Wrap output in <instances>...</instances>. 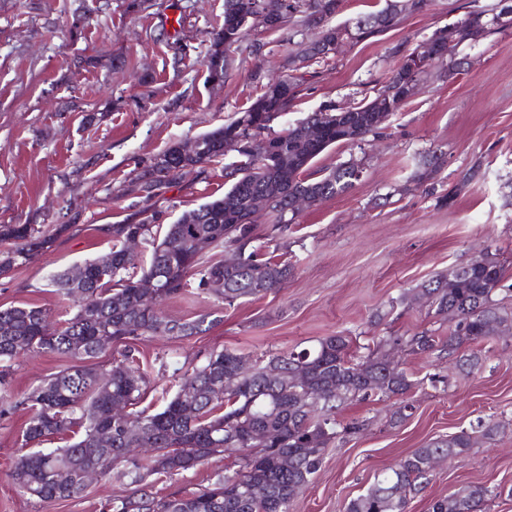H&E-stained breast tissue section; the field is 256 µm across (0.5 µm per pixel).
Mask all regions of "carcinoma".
Listing matches in <instances>:
<instances>
[{"label":"carcinoma","instance_id":"obj_1","mask_svg":"<svg viewBox=\"0 0 512 512\" xmlns=\"http://www.w3.org/2000/svg\"><path fill=\"white\" fill-rule=\"evenodd\" d=\"M341 2L224 0L223 24L212 32L206 60L209 79L224 78L226 50L251 31H275L295 21L318 25L324 17L336 16ZM399 17L394 0H386L375 12L327 25L314 42H295L288 63L297 71L312 60L326 62L332 58L329 44L374 37L395 26ZM496 22L495 16L487 20L485 12L472 11L451 30L464 43L470 27ZM402 74L400 61L365 102L341 111L326 106L279 134L271 124L294 106L304 77L270 80L240 116L197 136L201 150L184 154L177 142L129 184L131 191L151 199L177 183L185 170L203 172L219 161L224 140L231 138L239 150L235 161L224 164V178L230 182L224 195L183 211L160 240L153 232L155 213L136 223L108 226L112 248L82 264L81 281H73L67 270L50 279L73 302V314L63 322L52 323L40 307H0V417L17 410L28 415L21 431L25 452L11 471L19 489L43 505L65 501L84 493L86 470L96 469L100 478L110 480L117 469L136 490L106 500L101 512H290L295 495L311 484L324 449L339 435V405L354 399L402 398L415 386L401 363L390 361L391 353L417 356L479 345L490 340L485 331L490 321L512 329V316L500 311L494 299L509 270L486 252L482 260L441 273L399 298L408 308L418 300L427 315L449 323L446 337L430 330L374 336L360 352L353 337L336 334L311 348L256 360L244 374L238 367L246 359L228 349L213 350L203 362L173 370L177 389L172 395L163 389L170 398L161 409L132 410L148 384L132 341L157 335L184 339L205 332L206 316L173 320L163 315L161 302L194 286L231 306L280 287L290 268L253 245L250 224L260 212L256 201L266 200V209L286 224L287 214H296V197L307 196L316 204L346 193L360 178L359 163L343 162L318 178L308 168L326 149L355 134H378L374 110L379 100L400 96ZM257 140L268 142L266 153L254 145ZM68 229L58 224L49 234L33 224H0V276L28 264ZM131 237L151 246L147 263L137 265V256L127 249ZM218 246L233 250L235 266L200 262L204 250ZM146 280L158 285L152 296L137 288ZM114 344L124 349L109 367L91 364ZM44 353L66 358L70 365L32 390L14 393L12 363ZM115 402L126 407L125 414H112ZM104 433L110 436L107 446L99 444ZM54 437L65 440V446L38 449ZM475 444L476 438L462 430L415 449L381 471L348 503L346 512H406L407 496L429 484L439 461L462 455ZM225 453L236 455L233 466L204 489L164 498L148 491L151 476L177 475ZM283 456L288 458L286 467ZM488 493L484 486H467L436 499L431 512H483Z\"/></svg>","mask_w":512,"mask_h":512}]
</instances>
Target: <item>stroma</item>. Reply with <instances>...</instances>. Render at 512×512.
Segmentation results:
<instances>
[{"label": "stroma", "mask_w": 512, "mask_h": 512, "mask_svg": "<svg viewBox=\"0 0 512 512\" xmlns=\"http://www.w3.org/2000/svg\"><path fill=\"white\" fill-rule=\"evenodd\" d=\"M0 0V224L68 225L48 251L0 277V306L20 304L68 317V302L49 285L52 274L106 251L105 233L142 210L161 224L223 195L224 165L190 171L151 201L127 194L131 178L174 143L195 138L244 111L269 77L288 72L290 29L231 46L223 83L208 78L211 31L224 18V0ZM502 10L503 0H430L384 33L344 44L328 62H310L294 107L273 123L281 132L320 107L360 101L420 40L465 18L474 6ZM84 19L73 26V12ZM469 64L454 77L429 66L416 95L378 134L320 154L311 172L354 160L363 174L343 195L301 211L287 230L270 215L253 225L258 244L284 254L292 273L279 290L227 306L206 294L168 301L169 318L208 315L206 332L185 340L145 336L135 346L151 384L167 386V366L201 362L226 348L255 360L314 345L343 332L352 336L447 333L425 310L397 299L437 274L490 251L512 267V13L458 49ZM184 63L174 66L175 56ZM478 175L463 182L470 168ZM454 193L452 205L442 198ZM469 348L454 354L406 356L420 379L396 417V404L346 402L337 414L358 431L339 435L309 488L290 512H345L384 468L414 449L478 423L493 436L440 463L427 487L410 495L407 512H431L432 502L469 485L490 494L485 512H512V336L482 346L470 369ZM66 365L54 354L20 359L11 389L23 393ZM446 383H425L426 374ZM25 412L0 418V512H98L109 498L129 495L128 478L93 482L83 496L37 504L13 483ZM228 455L153 484L155 495L183 494L212 483L231 465Z\"/></svg>", "instance_id": "1"}]
</instances>
